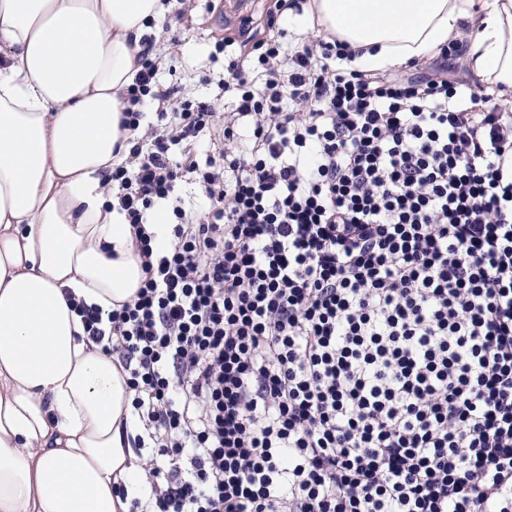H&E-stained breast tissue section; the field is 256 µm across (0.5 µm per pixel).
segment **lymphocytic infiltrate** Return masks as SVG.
Wrapping results in <instances>:
<instances>
[{
  "label": "lymphocytic infiltrate",
  "instance_id": "f902f5d3",
  "mask_svg": "<svg viewBox=\"0 0 512 512\" xmlns=\"http://www.w3.org/2000/svg\"><path fill=\"white\" fill-rule=\"evenodd\" d=\"M215 51L234 107L202 168L219 100L160 87L144 38L104 183L145 279L75 305L157 448L152 512H512V113L316 29Z\"/></svg>",
  "mask_w": 512,
  "mask_h": 512
}]
</instances>
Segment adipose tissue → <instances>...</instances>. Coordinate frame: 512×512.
Listing matches in <instances>:
<instances>
[{"mask_svg":"<svg viewBox=\"0 0 512 512\" xmlns=\"http://www.w3.org/2000/svg\"><path fill=\"white\" fill-rule=\"evenodd\" d=\"M163 0H0V512H130L148 484L129 374L71 297L106 310L145 278L104 174L127 151L120 94ZM298 25L379 73L469 34L512 99V0H307Z\"/></svg>","mask_w":512,"mask_h":512,"instance_id":"adipose-tissue-1","label":"adipose tissue"}]
</instances>
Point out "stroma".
I'll return each mask as SVG.
<instances>
[{"label": "stroma", "instance_id": "stroma-1", "mask_svg": "<svg viewBox=\"0 0 512 512\" xmlns=\"http://www.w3.org/2000/svg\"><path fill=\"white\" fill-rule=\"evenodd\" d=\"M176 0L167 7L165 22L169 26L168 40L161 50L164 60L159 77L169 80L177 76L187 96L203 99L217 94L213 80L224 69L223 62H212L210 55L217 40L235 36L241 24H248L253 41L273 37L276 28L267 23L268 12H276L277 28L297 37L299 28L289 20L277 0H194L193 7L184 18H177Z\"/></svg>", "mask_w": 512, "mask_h": 512}]
</instances>
